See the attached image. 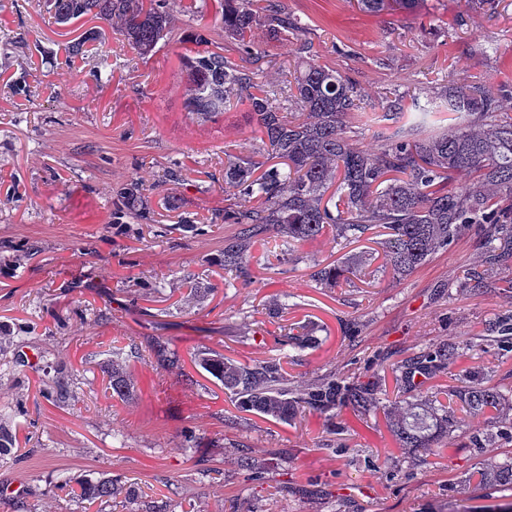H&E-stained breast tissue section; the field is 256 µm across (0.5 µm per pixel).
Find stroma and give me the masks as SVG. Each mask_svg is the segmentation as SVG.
I'll list each match as a JSON object with an SVG mask.
<instances>
[{"label":"stroma","mask_w":512,"mask_h":512,"mask_svg":"<svg viewBox=\"0 0 512 512\" xmlns=\"http://www.w3.org/2000/svg\"><path fill=\"white\" fill-rule=\"evenodd\" d=\"M280 2L301 32H253L258 81L272 97L299 59L350 77L379 111L394 95L471 78L512 87V0L493 15L470 0H425L411 16L368 14L356 0ZM172 15L173 38L141 58L119 25L61 27L37 0H0V245L18 257L0 264V424L16 440L0 457V512H84L56 484L100 478L116 489L104 512H124L133 482L149 489L145 505L174 512H470L512 501L469 480L487 460L512 457L511 407L457 423L430 456L399 448L382 411L407 387L398 363L442 342L458 360L423 387L456 388L474 369L512 388V335L500 330L512 292L462 287L479 260L475 239L460 237L399 281L373 261L369 282L339 288L313 280L316 264L372 251L373 240L348 244L330 231L281 263L257 244L251 282L227 286L218 261L237 227L224 221L235 201L224 160L266 153L247 103L208 122L187 112L180 57L194 46L178 35L192 26L211 50L239 53L205 0H179ZM89 29L109 55L106 71L94 55L64 64L65 45ZM175 165L180 180L164 181ZM135 179L151 188L155 221L113 223L112 191ZM184 216L208 232L177 230ZM190 281L205 288L200 301L187 300ZM297 322L315 343L289 350L293 380L378 376L381 410L346 408L332 426L316 413L275 423L239 411L191 361L204 348L242 363L270 357ZM156 338L179 366L150 357ZM116 347L133 385L124 402L102 373ZM241 447L267 463L256 486L239 467Z\"/></svg>","instance_id":"1"}]
</instances>
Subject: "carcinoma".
<instances>
[{"label":"carcinoma","mask_w":512,"mask_h":512,"mask_svg":"<svg viewBox=\"0 0 512 512\" xmlns=\"http://www.w3.org/2000/svg\"><path fill=\"white\" fill-rule=\"evenodd\" d=\"M170 0H46L59 26L82 18L121 23L128 45L141 55L152 53L171 33ZM224 22V35L237 44L242 64L217 51L202 50L182 58L187 70L185 107L211 119L236 99H245L266 147L261 162L229 156L224 184L236 190L237 202L224 209V222L239 232L224 240L220 265L235 278L248 275L250 249L273 244L275 256H290L298 246L322 236L326 229L350 243L370 231L382 236L384 266L401 279L446 250L461 235L472 233L483 267L512 272V106L509 90L479 81L453 82L425 96L401 95L385 112H368L357 86L334 69L311 61L297 64L288 87L290 107L275 103L255 83L261 56L254 52L251 32L263 22L275 37L302 29L300 21L281 8L279 0H214ZM423 0H357L369 13L413 14ZM97 41L87 30L65 47L66 62L88 53ZM449 113L454 123L434 127ZM376 129L380 147L362 149L351 142L355 126ZM112 219L152 222L143 184L116 188ZM366 275L357 259L314 272L315 281L334 288ZM463 287L472 295L493 287L484 274L470 268ZM285 346L305 349L315 343L307 333L287 331ZM287 354L243 364L220 353L199 352L195 364L229 391L237 408L278 423L290 424L300 410L328 419L350 408L364 415L377 408L379 381L371 376L349 380L334 373L296 385L283 366ZM454 346L442 344L407 364L430 376L448 369ZM106 388L123 401L130 377L117 360L104 370ZM457 410L435 395H416L393 404L388 419L399 447L436 452L439 440L458 423L455 412L477 416L498 411L506 394L496 386L468 381L446 393ZM247 480L262 479L265 463L240 451ZM482 485L512 487V458L478 471ZM109 479L82 481L67 495L88 504L112 501Z\"/></svg>","instance_id":"cac0c4a2"}]
</instances>
